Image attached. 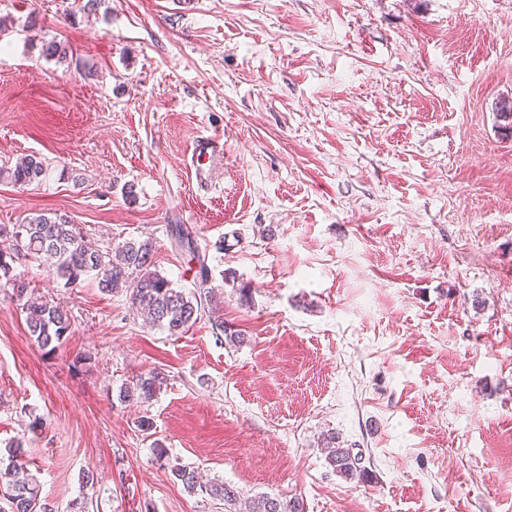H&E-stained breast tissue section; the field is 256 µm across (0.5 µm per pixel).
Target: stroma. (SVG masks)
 Returning <instances> with one entry per match:
<instances>
[{
    "label": "stroma",
    "mask_w": 512,
    "mask_h": 512,
    "mask_svg": "<svg viewBox=\"0 0 512 512\" xmlns=\"http://www.w3.org/2000/svg\"><path fill=\"white\" fill-rule=\"evenodd\" d=\"M80 5L0 0V165L69 174L0 181V224L56 212L103 250L152 239L191 292L185 225L244 340L205 317L169 335L16 249L71 330L46 352L0 289V453L22 442L57 512L88 472L92 512H227L180 465L306 512H512V0ZM52 38L67 61L41 56ZM214 134L204 184L191 153ZM151 371L155 396L123 402ZM330 434L364 481L328 465ZM51 175L45 161L34 154L21 158L13 166H0V180L19 186H41L50 180Z\"/></svg>",
    "instance_id": "stroma-1"
}]
</instances>
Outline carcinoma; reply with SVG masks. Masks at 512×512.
<instances>
[{"label": "carcinoma", "instance_id": "1", "mask_svg": "<svg viewBox=\"0 0 512 512\" xmlns=\"http://www.w3.org/2000/svg\"><path fill=\"white\" fill-rule=\"evenodd\" d=\"M40 54L47 59L67 61L69 47L66 43L51 39L41 44ZM52 171L45 161L30 154L13 166H0V180L19 186H40L50 180ZM0 238H11L29 256L48 268L50 275L64 285L73 287L88 278L97 287L111 293L129 292L133 305L146 317L148 323L179 336L189 330L205 313L204 302L212 297L204 260L198 255L199 275L196 292L188 295L183 290L151 269L153 266V242L130 239L102 251L87 246L80 228L57 213H40L24 224L0 225ZM12 255L0 250V288H9L17 300L24 301L22 311L29 336L43 349L55 350L69 332L71 322L67 311L46 297H32L29 284L11 275ZM209 320L215 334H222L234 342L241 333L224 326V317L211 312ZM162 377L149 372L124 387L120 399L128 402H144L156 393ZM326 461L342 477L362 480L367 470L361 466L362 453L336 446L331 436L325 446ZM27 463L23 445L17 441L6 448V457L0 456V496L8 505L7 512H55V507L42 499L36 483L26 473ZM175 478L192 494L220 497L229 506L236 505L237 493L224 483H203L191 466L174 469ZM247 512H305L304 503L298 499L281 500L260 496L246 505Z\"/></svg>", "mask_w": 512, "mask_h": 512}]
</instances>
